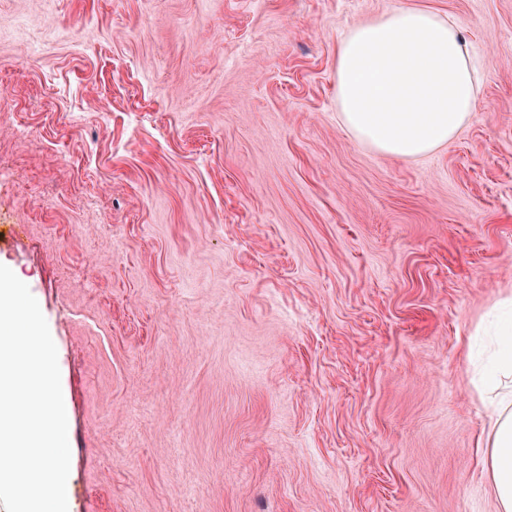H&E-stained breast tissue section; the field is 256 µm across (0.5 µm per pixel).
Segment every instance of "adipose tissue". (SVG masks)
<instances>
[{"label": "adipose tissue", "instance_id": "adipose-tissue-1", "mask_svg": "<svg viewBox=\"0 0 512 512\" xmlns=\"http://www.w3.org/2000/svg\"><path fill=\"white\" fill-rule=\"evenodd\" d=\"M463 24L425 9H395L352 27L336 62V102L361 143L399 159L428 155L474 112L480 83ZM497 307L500 324L485 373L474 380L488 398L492 432L484 463L498 512H512V297Z\"/></svg>", "mask_w": 512, "mask_h": 512}]
</instances>
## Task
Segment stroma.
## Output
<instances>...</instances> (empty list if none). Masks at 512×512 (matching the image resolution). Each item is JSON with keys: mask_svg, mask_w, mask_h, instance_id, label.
Instances as JSON below:
<instances>
[{"mask_svg": "<svg viewBox=\"0 0 512 512\" xmlns=\"http://www.w3.org/2000/svg\"><path fill=\"white\" fill-rule=\"evenodd\" d=\"M463 21L468 124L403 160L336 59ZM0 264L91 512H497L464 347L512 294V0H0Z\"/></svg>", "mask_w": 512, "mask_h": 512, "instance_id": "obj_1", "label": "stroma"}]
</instances>
